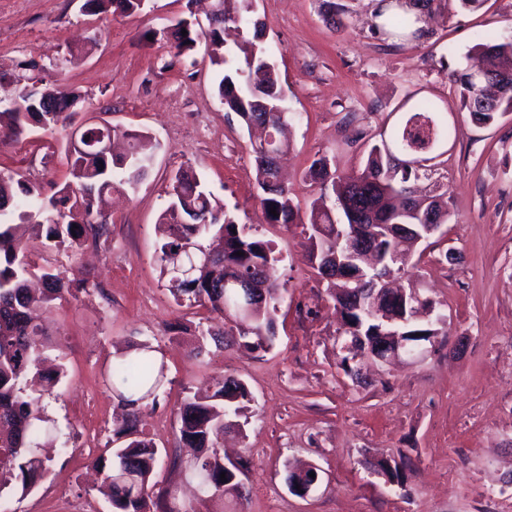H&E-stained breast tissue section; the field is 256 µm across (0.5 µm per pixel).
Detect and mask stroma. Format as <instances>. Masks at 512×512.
I'll return each mask as SVG.
<instances>
[{"instance_id":"obj_1","label":"stroma","mask_w":512,"mask_h":512,"mask_svg":"<svg viewBox=\"0 0 512 512\" xmlns=\"http://www.w3.org/2000/svg\"><path fill=\"white\" fill-rule=\"evenodd\" d=\"M375 4L257 0L264 46L296 116L283 161L295 202L316 192L304 178L314 159L329 156L339 175L357 174L364 145L356 133L378 134L411 101H439L456 125L440 167L446 232L409 257L402 280L432 301L448 333L425 358L374 366L360 385L337 366L340 317L311 276L300 228L264 221L247 132L217 94L205 47L178 57L162 36L178 20L203 16L205 0H149L131 16L92 13L85 0H0V68L36 61L40 86L76 90L96 121L147 132L158 145L147 176L103 205L109 233L94 254L53 255L80 286L42 315L68 376L41 401L68 450L37 489L10 499L12 512H56L62 496L78 512H107L91 461L115 438L112 354L144 341L167 363L157 404L138 417L158 448H172L174 410L187 391L206 393L229 375L250 389L244 434L224 436L227 455L251 460L244 512H512V113L475 126L451 79L483 34L512 33V0H485L475 12L435 0L429 37L397 44L372 37ZM84 47L88 55L64 72L46 68L51 50ZM70 137L66 130L0 145V171L24 173L51 195L69 177ZM188 166L274 247L284 300L269 352L228 345L194 357L171 330L199 320L166 290L157 261L170 179ZM382 458L408 465L404 487L368 471ZM306 463L319 467L321 483L303 498L286 476ZM153 480L195 501L191 450L160 461Z\"/></svg>"}]
</instances>
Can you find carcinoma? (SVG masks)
<instances>
[{"label":"carcinoma","instance_id":"1","mask_svg":"<svg viewBox=\"0 0 512 512\" xmlns=\"http://www.w3.org/2000/svg\"><path fill=\"white\" fill-rule=\"evenodd\" d=\"M88 2L98 13L131 15L142 11L147 0ZM433 2L379 0L372 34L384 40L426 38ZM212 6L215 14L207 19V30L185 21L174 25L173 48L176 54L188 56L197 45H205L211 65L218 70L217 93L225 108L235 113L247 133L264 130L263 136L250 141L264 220L302 226L309 242L308 264L316 280L327 283L343 319L344 335L371 342L395 330L409 343L447 335L444 316L425 322L418 319L420 309L432 307V302L418 293L402 294L389 288L379 302L371 301L373 282L352 240L353 234L365 228L379 239V271L388 277L404 271L403 258L391 251L398 225L410 226L405 240L415 246L435 235L429 214L443 217L439 229L448 223V191L422 202L415 198L413 187L420 179L432 178L435 168L430 161L445 154L453 130L448 113L429 97L417 100L389 132L369 145L364 168L354 179L337 176L326 165L325 156L314 159L305 178L317 185L318 193L302 212L277 171V157L288 148L279 135L295 116L284 105L277 72L262 44L255 0H212ZM228 24L245 31L233 51L224 47ZM474 49L482 57L480 71L457 69L452 77L462 111L474 125L486 127L512 112V35H485ZM86 53V49H70L60 58L49 55V67L62 72ZM32 69L34 66L20 62L10 72L0 71V80L7 77L17 87L16 100L0 108V143L18 142L36 129L54 132L74 124L78 116L66 108L83 102L84 96L59 87L37 86ZM113 138L128 142L126 155L109 158L89 143L91 139L100 143ZM156 148L145 132L117 125H88L83 134L68 141L70 179L56 186L50 197L41 196L36 185L17 173H0V493L6 489L22 497L31 493L48 472L50 457L45 449L55 447L41 397L27 393L24 385L49 390L67 375L63 352L48 364L45 353L49 345L38 319L39 312L52 308L55 301L67 300L72 289L50 266L32 259L30 250L21 246L22 235L72 254L88 241H97L106 233L107 224L94 216L96 201L117 187L138 184L148 174ZM388 149L402 156L412 154L426 165L396 168L390 163ZM273 207L275 216L270 214ZM159 223L166 228L158 252L165 287L177 303L187 301L218 318L197 326V333L190 338V353L202 355L210 341L222 349L228 338L252 352L270 351L277 338L276 315L283 290L273 275L277 258L270 243L257 236L253 227L237 223L200 178L183 168L172 177L171 200ZM238 251L242 255H236ZM333 263L359 274L360 281L336 279V270L330 268ZM238 281L263 286L264 296L249 309ZM165 370L164 358L146 344L112 360V391L122 411L115 436L121 443L111 457L92 461L94 467L107 471L109 512H183L175 491H154L151 479L162 452L137 428L138 410L147 401H157ZM251 401L243 381L226 377L212 394L189 396L175 411L178 445L196 449L194 473L205 498L240 499L235 485L220 479L224 419L248 418ZM372 472L391 485L405 483L403 462L379 460Z\"/></svg>","mask_w":512,"mask_h":512}]
</instances>
